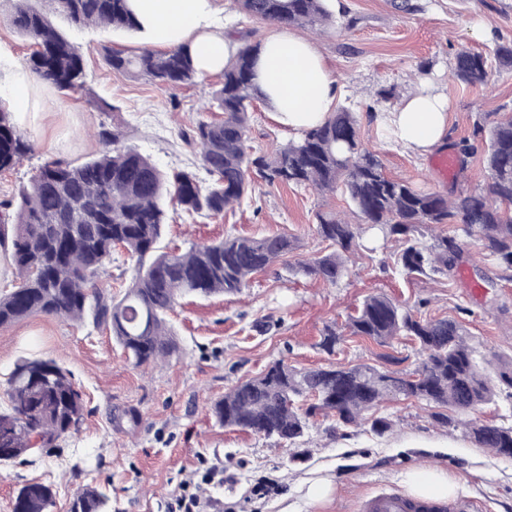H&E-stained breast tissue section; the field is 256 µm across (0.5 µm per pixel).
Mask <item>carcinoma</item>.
Segmentation results:
<instances>
[{
  "label": "carcinoma",
  "mask_w": 512,
  "mask_h": 512,
  "mask_svg": "<svg viewBox=\"0 0 512 512\" xmlns=\"http://www.w3.org/2000/svg\"><path fill=\"white\" fill-rule=\"evenodd\" d=\"M13 23L30 39L28 67L39 81L73 92L82 84L84 65L77 49L49 20L64 14L78 27L112 26L137 30L126 0H17ZM235 6L260 22L318 30L332 22L326 0H235ZM253 45L239 51L222 73L211 107L224 119L201 117L185 139L199 149V167L161 170L150 157L125 142L123 133L100 125L99 155L75 164L44 162L18 198L0 202L14 209L12 230L0 224V247L8 254L15 279L0 294V327L33 315L82 323L92 319L106 328L137 366L164 361L177 351L168 313L182 297L241 291L252 276L294 253L297 239L286 234L228 236L194 244L185 251L159 246L168 222L163 206L174 200L189 216L215 217L242 204L258 180L268 184L310 186L320 193L343 186L362 221L401 242L404 269L429 277L448 270L457 251L452 236L438 234L427 246L421 228L461 223L503 272L512 271V113L498 112L475 121L471 135L456 144L461 164L482 153L487 182L480 191L444 197L390 177L360 132L356 113L341 107L321 125L269 154L249 145L250 107L261 97L253 82ZM107 62L116 71L159 86L192 82L197 76L183 49L135 53L111 50ZM492 71L489 59L460 50L452 73L466 85H483ZM34 150L33 144L0 108V171L11 170ZM317 235L336 249L299 261L303 274L334 284L347 270L358 247L360 225L332 212L316 214ZM121 248L133 261L131 280L121 298L99 287V279ZM351 335L386 344L410 336L419 344L422 366L413 375L366 364L297 370L279 360L239 382L216 402L220 424L275 437L288 444L303 437L309 418L331 414L356 425L366 411L387 397L425 400L454 411L432 414L441 424L462 428L476 445L512 457V427L479 423L469 412L511 390L512 357L480 356L466 341L462 323L419 320L393 299L367 297L349 325ZM343 341L336 326L324 327L319 346L332 354ZM8 406L0 410V430L13 447L0 463L19 460L36 447L53 448L78 432L84 403L70 372L53 359H24L6 381ZM316 402L305 410L299 398ZM141 413L127 407L112 411V426L129 434ZM54 490L42 482L22 486L13 512H49ZM70 512H112L110 497L95 486L80 489Z\"/></svg>",
  "instance_id": "obj_1"
}]
</instances>
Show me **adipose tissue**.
Masks as SVG:
<instances>
[{"mask_svg": "<svg viewBox=\"0 0 512 512\" xmlns=\"http://www.w3.org/2000/svg\"><path fill=\"white\" fill-rule=\"evenodd\" d=\"M128 6L144 47L185 49L201 74L222 73L243 47L219 23L216 0H128ZM254 83L275 122L294 135L324 123L339 93L317 43L281 25L258 47ZM36 86L30 71L0 52V104L18 125L36 118ZM371 119L395 149L423 159L447 134L448 100L421 85L393 111Z\"/></svg>", "mask_w": 512, "mask_h": 512, "instance_id": "ef3b65f1", "label": "adipose tissue"}]
</instances>
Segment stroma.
<instances>
[{
	"label": "stroma",
	"mask_w": 512,
	"mask_h": 512,
	"mask_svg": "<svg viewBox=\"0 0 512 512\" xmlns=\"http://www.w3.org/2000/svg\"><path fill=\"white\" fill-rule=\"evenodd\" d=\"M334 14L335 26L318 32L317 39L341 85L337 103L357 113L361 136L386 173L444 196L483 188L480 156L468 158L465 177L443 180L430 159L391 147L370 114L393 110L416 83L428 82L449 100L443 147L450 151L480 117L512 108V68H493L484 87L448 76L458 49L488 55L495 44L512 42V0H336ZM478 17L492 28L493 39L472 36L470 23ZM50 19L82 54L84 83L67 94L39 86L41 119L24 129L36 151L22 166L0 172V201L16 196L45 161L80 163L97 154L96 133L103 123L124 131L128 143L162 170L196 162L195 149L180 133L191 130L219 76L170 86L132 79L106 62L108 50H138L131 32L80 28L56 12ZM250 126L255 149L271 151L288 141L264 102H254ZM348 209L339 192L320 195L309 187L260 182L246 202L224 216L170 213L162 240L169 247L285 233L297 238L299 248L255 275L240 293L181 302L169 315L179 352L167 361L135 366L109 331L89 321L36 315L0 327V405L6 380L23 358L55 360L71 372L84 400L78 433L27 461L0 464V512H12L17 491L31 481L52 485L50 512H69L76 492L87 485L111 496L112 512H168L182 484L197 482L203 458L224 472L223 482L197 483L207 512H280L286 505L294 512H361L362 503L376 494L407 493L408 476L421 468L443 473L453 497L468 499L472 512H512V457L436 423L435 405L424 401L386 399L358 426L316 415L293 445L216 422L214 403L278 360L299 370L365 363L415 371L421 356L411 337L382 346L349 335V318L374 294L408 305L423 320L459 321L478 350L512 356V275L502 276L493 258H477L462 225L445 228L458 244L452 267L429 278L397 265L398 242L372 230L361 235L336 285L299 271L298 258L330 250L315 233L317 212ZM328 324L344 335L331 355L319 346ZM125 406L142 413L139 427L128 435L112 428L113 409ZM375 418L389 420L391 429L374 432ZM313 478L331 481L325 501L306 498L305 482Z\"/></svg>",
	"instance_id": "stroma-1"
}]
</instances>
